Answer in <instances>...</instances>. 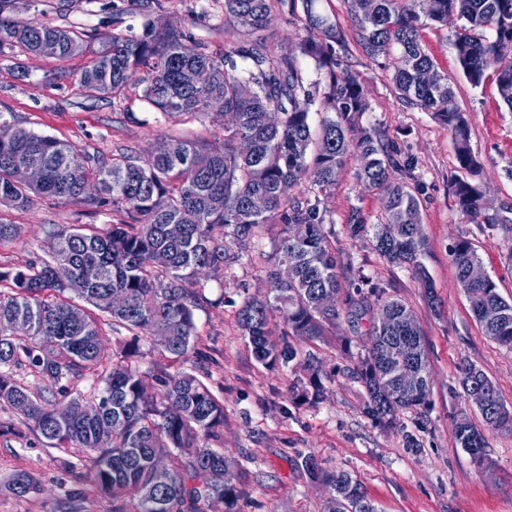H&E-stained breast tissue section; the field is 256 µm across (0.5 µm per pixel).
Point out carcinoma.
Returning a JSON list of instances; mask_svg holds the SVG:
<instances>
[{
	"mask_svg": "<svg viewBox=\"0 0 512 512\" xmlns=\"http://www.w3.org/2000/svg\"><path fill=\"white\" fill-rule=\"evenodd\" d=\"M347 2L363 51L373 59L392 58L399 99L446 125L460 168L477 172L469 121L419 30L428 24L453 29L462 73L478 87L488 78L491 57L512 56V0ZM278 5L293 15L302 11L305 34L286 51H275L263 36L230 52L202 44L189 51L185 31L152 24L140 36L112 33L79 73L90 98L120 96L134 86L142 88V100L170 119L210 110L221 119L229 114L222 138L197 143L167 134L144 161L129 152L109 160L82 156L67 143L24 128L0 140V205L22 210L41 195L122 215L105 229L78 224L53 230L54 250L0 271V403L33 422L54 447L80 449L94 489L114 502L132 503V512H208L215 496L224 499V512H236L241 490L224 466V449L210 445L221 442L224 404L191 369L142 372L129 360L148 336L169 364L181 363L198 336L195 311L212 304L207 281L224 280L246 241L268 226L279 227L269 288L244 297L238 311L254 359L309 372L308 383H294L291 394L302 403L316 402L324 396L318 365L310 356L301 358L290 337L321 341L341 318L358 321L370 314L367 342L356 353V379L366 393L363 413L383 429L402 431L413 449L419 441L405 430L401 415L412 412L420 424L428 421V361L413 310L362 273L342 288L336 234L325 227L324 198L354 153L356 179L381 195L385 221L370 226L353 208L345 233L351 238L373 233L384 260L428 281L418 189L395 177L411 170L413 159L401 156L379 129L362 123L370 108L364 84L357 73L338 67L334 54L348 51L345 35L317 0H224V16L239 23L245 17L246 27L266 30ZM16 13L17 0H0V49L20 47L60 60L86 51L83 34ZM301 57L326 70L324 84L306 81ZM186 69L197 72L196 84L182 83ZM494 76L500 98L512 109V64ZM314 108L323 113L317 133L309 123ZM33 165L43 171L38 183L26 178ZM302 180L311 183L313 195H285L284 184ZM449 190L475 223L512 235V205L487 212L483 192L463 178L451 180ZM169 224L182 226L181 237H169ZM451 257L484 335L512 348V300L500 295L489 276L472 277L481 260L469 241L458 240ZM288 262L294 267L284 282L278 270ZM57 267L82 281L84 288L74 294L90 307L75 303L71 289L54 278ZM274 311L284 326L277 335L269 327ZM106 326L130 334L110 362L98 347ZM23 367L47 378L51 397L12 378L10 371ZM412 371L422 379L409 393L401 380ZM86 375L102 386L90 398L71 396L69 385ZM460 384L486 427L512 429V409L487 375L465 364ZM460 422L456 444L483 462L484 434L470 420ZM102 424L112 427L107 445L97 436ZM158 454L169 458L165 472L154 467ZM301 465L325 486L327 512H380L352 474L326 472L311 456ZM12 491L26 496L38 491V482L23 476Z\"/></svg>",
	"mask_w": 512,
	"mask_h": 512,
	"instance_id": "cac0c4a2",
	"label": "carcinoma"
}]
</instances>
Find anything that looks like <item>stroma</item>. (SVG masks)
<instances>
[{"label": "stroma", "mask_w": 512, "mask_h": 512, "mask_svg": "<svg viewBox=\"0 0 512 512\" xmlns=\"http://www.w3.org/2000/svg\"><path fill=\"white\" fill-rule=\"evenodd\" d=\"M152 16H145L139 0H18L23 19L85 34L92 46L112 35V12L120 10L121 27L142 33L146 20L169 23L189 33L192 41L210 49L229 50L246 34L226 21L224 0H159ZM322 8L344 30L348 50L342 64L357 72L365 86L370 110L363 122L383 131L414 159L407 178L418 186L422 209V261L434 285L428 300L423 285L410 269L388 264L376 252L372 237L349 238L344 220L359 208L369 223L384 216L377 194L357 183V160H350L325 205L336 232L340 275L349 279L363 270L381 283L388 295L405 301L414 311L428 355L431 411L424 428L413 414L402 415L404 431L385 430L362 412L365 392L351 376L356 359L347 354L343 337L361 342L368 320L341 322L335 335L322 341L298 340L303 353L322 365L327 393L316 404L294 401L289 386L296 379L291 367L269 369L254 360L241 335L237 312L245 292L266 289V272L274 250L275 230L250 239L227 286L211 284L214 303L197 311L199 338L185 368L205 375L214 395L224 404V456L232 466L243 494L238 512H325L324 487L310 479L300 465L313 456L329 471H347L360 481L380 512H512V430L486 433V459L475 463L456 445L453 426L460 416L475 425L483 420L459 386V368L471 363L498 386L512 406V348L484 335L460 288L450 249L465 239L477 251L485 272L499 293L512 300V240L502 231L471 222L448 190L451 179L462 176L447 127L431 113L400 100L385 68L386 58H368L346 0H322ZM421 36L439 72L454 87L471 124V145L482 163L473 181L491 208L512 204V109L500 100L494 83L475 87L464 78L457 61L451 29L432 26ZM90 55L67 61L19 49L0 51V116L15 126L54 137L75 150L102 159L117 149L134 147L147 158L159 138L170 131L193 140L220 137L222 122L211 114L165 118L139 98L137 89L125 96L94 100L79 83V72ZM0 220L18 225L19 235L0 246V261L45 255L52 230L70 224L105 228L115 215L33 198L23 210L0 205ZM416 433L419 450L406 448L405 432ZM22 437L0 436V512H115L111 498L86 491L71 499L74 488L68 465L76 461L72 448H54L31 426ZM20 476L40 484L39 492L16 496L11 485Z\"/></svg>", "instance_id": "1"}]
</instances>
